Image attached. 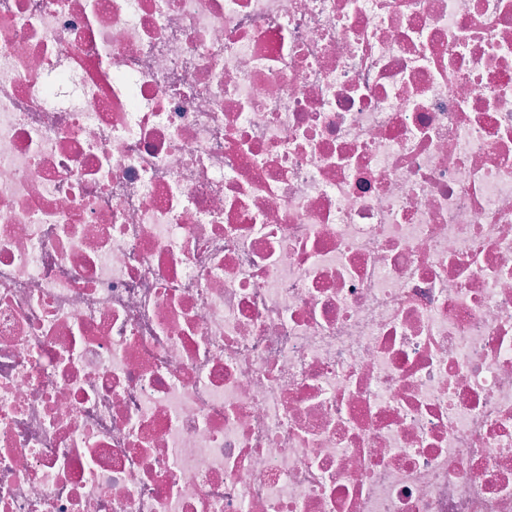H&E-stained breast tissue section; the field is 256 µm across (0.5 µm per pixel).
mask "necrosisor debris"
<instances>
[{
    "mask_svg": "<svg viewBox=\"0 0 512 512\" xmlns=\"http://www.w3.org/2000/svg\"><path fill=\"white\" fill-rule=\"evenodd\" d=\"M0 512H512V0H0Z\"/></svg>",
    "mask_w": 512,
    "mask_h": 512,
    "instance_id": "4bbe7bcc",
    "label": "necrosis or debris"
}]
</instances>
